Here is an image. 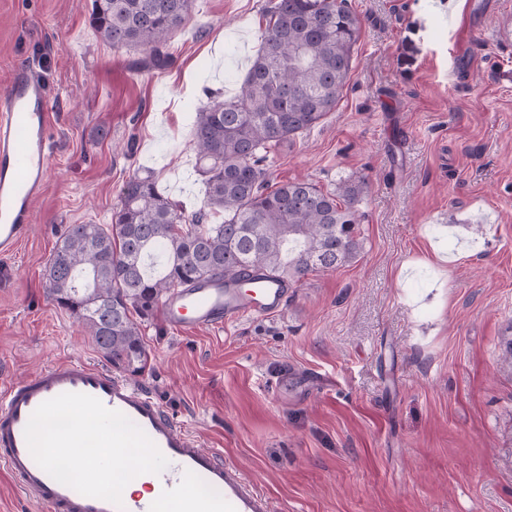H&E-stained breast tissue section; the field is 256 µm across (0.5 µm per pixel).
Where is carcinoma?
I'll return each mask as SVG.
<instances>
[{
    "label": "carcinoma",
    "mask_w": 512,
    "mask_h": 512,
    "mask_svg": "<svg viewBox=\"0 0 512 512\" xmlns=\"http://www.w3.org/2000/svg\"><path fill=\"white\" fill-rule=\"evenodd\" d=\"M194 0H91L90 27L116 49L143 47L165 67L172 34ZM260 48L234 96L209 97L192 137L206 202L188 215L152 172L132 177L109 224H71L46 269L48 297L89 332L103 358L140 373L142 323L173 289L253 268L298 285L357 260L356 204L364 184L334 192L304 179L266 191L271 148L336 108L352 67L359 21L346 0H273ZM221 221L213 222L214 215Z\"/></svg>",
    "instance_id": "1"
}]
</instances>
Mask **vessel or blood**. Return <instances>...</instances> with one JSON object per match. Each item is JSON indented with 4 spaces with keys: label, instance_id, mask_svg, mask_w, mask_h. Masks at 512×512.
I'll list each match as a JSON object with an SVG mask.
<instances>
[{
    "label": "vessel or blood",
    "instance_id": "vessel-or-blood-1",
    "mask_svg": "<svg viewBox=\"0 0 512 512\" xmlns=\"http://www.w3.org/2000/svg\"><path fill=\"white\" fill-rule=\"evenodd\" d=\"M50 93L28 73L0 91V255L13 254L32 221V203L48 176ZM287 283L255 269L248 283L204 280L172 290L159 309L180 332L219 328L241 317L282 313ZM93 414L87 428L61 427L37 438L36 426L65 410ZM95 455H87L85 447ZM141 447L158 494L127 492L115 468H102L114 449ZM0 467L48 512H273L259 490L221 451L202 446L147 391L80 358L57 361L20 381L0 385Z\"/></svg>",
    "mask_w": 512,
    "mask_h": 512
}]
</instances>
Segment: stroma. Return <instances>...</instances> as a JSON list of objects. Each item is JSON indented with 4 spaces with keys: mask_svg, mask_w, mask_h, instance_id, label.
<instances>
[{
    "mask_svg": "<svg viewBox=\"0 0 512 512\" xmlns=\"http://www.w3.org/2000/svg\"><path fill=\"white\" fill-rule=\"evenodd\" d=\"M268 4L195 0L158 70L96 37L90 0H0V91L30 68L55 112L34 220L0 258V380L64 357L103 364L47 296L55 244L68 225L109 223L148 170L203 206L193 109L235 92ZM347 4L359 35L336 109L266 166L274 186L366 183L358 261L310 273L278 316L181 334L152 315L133 381L276 512H512V0L458 15L448 0Z\"/></svg>",
    "mask_w": 512,
    "mask_h": 512,
    "instance_id": "1",
    "label": "stroma"
}]
</instances>
